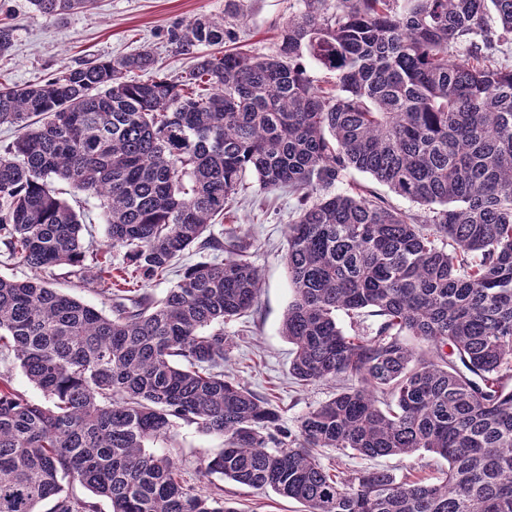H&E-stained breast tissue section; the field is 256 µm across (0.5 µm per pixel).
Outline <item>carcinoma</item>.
Masks as SVG:
<instances>
[{"label":"carcinoma","instance_id":"1","mask_svg":"<svg viewBox=\"0 0 512 512\" xmlns=\"http://www.w3.org/2000/svg\"><path fill=\"white\" fill-rule=\"evenodd\" d=\"M93 0H30L58 18ZM272 55L227 51V20L199 17L169 41L195 54L175 78L136 80L152 48L0 83V245L33 277H0V512H238L150 447L194 425L224 440L206 470L270 489L303 512H512V0H299ZM14 29L0 23V57ZM310 59L336 74L325 90ZM370 175L424 207L363 190ZM252 176L300 209L284 255L293 300L282 335L300 386L341 383L294 427L224 374V323L247 313L258 268L236 237L208 233ZM55 179L104 202L112 261L83 239ZM225 254L149 291L191 249ZM96 279L104 312L50 286L68 265ZM371 320V337L337 321ZM19 366L46 402L11 385ZM361 459L423 450L438 482ZM78 483L79 496L63 484ZM356 184L366 186L368 189L385 197L388 202L395 208L411 210L415 213L423 212L421 206L417 205L416 203H412L400 196H397L396 194L389 191L387 187L373 181L368 175L355 170L349 171L340 182L336 183L333 191L336 193H349L351 192L352 187ZM322 462L326 466L343 472L345 476L352 474L354 470L377 467L391 471L398 478L410 472L416 478L436 481L442 479L448 470V463L444 459L425 451H420L409 458L391 456L363 460L349 454L337 453L336 450H328Z\"/></svg>","mask_w":512,"mask_h":512}]
</instances>
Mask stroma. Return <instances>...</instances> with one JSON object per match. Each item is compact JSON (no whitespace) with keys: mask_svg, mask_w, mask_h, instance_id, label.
I'll list each match as a JSON object with an SVG mask.
<instances>
[{"mask_svg":"<svg viewBox=\"0 0 512 512\" xmlns=\"http://www.w3.org/2000/svg\"><path fill=\"white\" fill-rule=\"evenodd\" d=\"M226 0H95L93 9L55 20L36 13L29 0H0V18L15 27L9 57L0 59V82L23 85L46 82L59 70L84 60L86 55H125L149 46L157 53L162 75L176 76L193 63L191 55L178 52L168 41L169 30L200 17H223ZM296 0H244L246 18L236 29V44L245 50L269 54L276 34L296 11ZM54 187L85 223L91 224L97 248L106 245V225L98 198L73 193L62 181ZM297 214V198L283 190L262 191L250 185L226 209L224 221L210 228L214 236L242 239L245 255L262 275L257 304L244 316L224 326L230 348V370L250 390L268 398L288 422L309 407L329 399L331 385L298 386L288 372L292 346L280 332L292 299L284 264L286 231ZM223 446L221 438L193 425L179 428L172 452L192 481L201 486L223 485L226 501L239 512H300L296 501L269 490H257L223 480L204 470L208 457ZM326 466L352 474L374 466L396 476L436 481L448 469L439 456L421 451L409 458L391 456L374 462L327 451Z\"/></svg>","mask_w":512,"mask_h":512,"instance_id":"1","label":"stroma"}]
</instances>
